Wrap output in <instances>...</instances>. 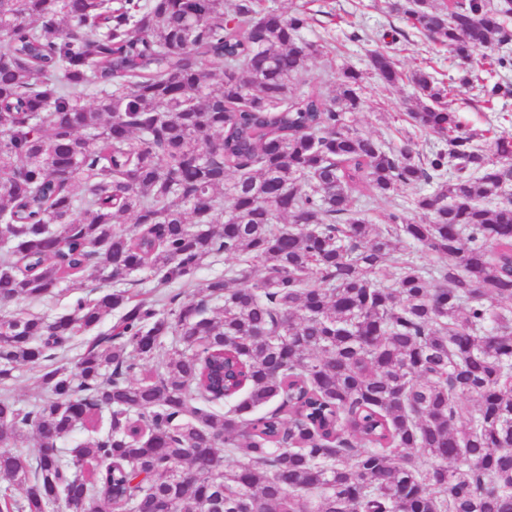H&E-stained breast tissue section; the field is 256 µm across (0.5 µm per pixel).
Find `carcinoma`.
<instances>
[{
  "label": "carcinoma",
  "instance_id": "carcinoma-1",
  "mask_svg": "<svg viewBox=\"0 0 512 512\" xmlns=\"http://www.w3.org/2000/svg\"><path fill=\"white\" fill-rule=\"evenodd\" d=\"M391 7L486 103L508 92L472 63L512 71V0ZM307 25L261 0H0V378L32 365L44 390L27 410L0 394V483L22 493L0 512H512V133L482 146L450 86L376 48L446 142L383 149L355 124L359 72L300 87L325 49ZM434 181L421 222L353 206ZM220 253L239 264L197 298L8 310L88 271L185 282ZM110 312L73 367L49 363Z\"/></svg>",
  "mask_w": 512,
  "mask_h": 512
}]
</instances>
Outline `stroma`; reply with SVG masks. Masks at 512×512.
<instances>
[{"label": "stroma", "instance_id": "stroma-1", "mask_svg": "<svg viewBox=\"0 0 512 512\" xmlns=\"http://www.w3.org/2000/svg\"><path fill=\"white\" fill-rule=\"evenodd\" d=\"M266 5L288 13L304 6L309 25L303 35L309 40H326L323 54L310 62L304 79L324 94L334 95L344 68L362 75L364 106L357 122L364 133L372 136L383 148L401 144L402 120L416 107L410 86H385L371 71L368 54L380 46H388L401 70L424 68L450 84L448 98L462 125L478 132L499 125L501 119L512 120V96L502 97L486 105L477 88L461 84V72L448 47L436 43L413 29L404 15L392 12L390 0H265ZM236 258L219 257L207 260L189 282L155 287L149 271L139 274L140 291L156 290L158 296L178 294L188 298L197 294L201 284L235 266ZM89 289L65 285L53 297L36 301L21 300L14 312L39 315L47 319L69 313L78 299L89 297Z\"/></svg>", "mask_w": 512, "mask_h": 512}]
</instances>
